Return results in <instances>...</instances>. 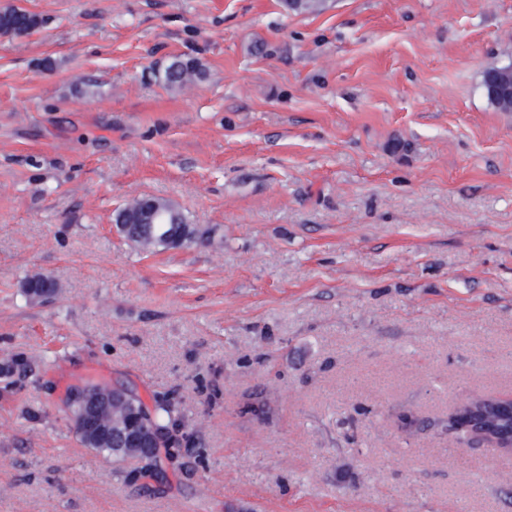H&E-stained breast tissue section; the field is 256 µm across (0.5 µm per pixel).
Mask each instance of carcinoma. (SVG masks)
Segmentation results:
<instances>
[{
  "label": "carcinoma",
  "instance_id": "1",
  "mask_svg": "<svg viewBox=\"0 0 512 512\" xmlns=\"http://www.w3.org/2000/svg\"><path fill=\"white\" fill-rule=\"evenodd\" d=\"M284 7L298 13H313L324 7V0H284ZM42 25V19L31 12L7 4L0 7V34L19 36L29 33ZM204 75L202 64L195 58L177 57L167 66L164 74L165 84L172 90H181ZM146 216L147 224H125L119 232L130 243L143 250L182 249L202 241L194 225L188 222L184 211L168 199L154 196H139L121 208L115 221ZM56 289L55 281L40 273L26 277L22 289L29 300H34L45 289ZM29 367L26 356L19 354L0 366V375L9 378L18 371ZM504 400L492 394L480 395L473 399L474 409L449 418L448 426L464 425L471 421L481 428L499 433L512 430V409L503 408ZM152 422L161 428L176 424L169 402L157 400L151 412ZM86 447L109 457L126 461L140 457L135 448L127 447L124 439L115 435L110 441L80 440Z\"/></svg>",
  "mask_w": 512,
  "mask_h": 512
}]
</instances>
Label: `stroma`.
<instances>
[{"instance_id":"obj_1","label":"stroma","mask_w":512,"mask_h":512,"mask_svg":"<svg viewBox=\"0 0 512 512\" xmlns=\"http://www.w3.org/2000/svg\"><path fill=\"white\" fill-rule=\"evenodd\" d=\"M11 2L43 24L0 35V362L33 366L0 512H512V452L447 428L512 395V0ZM141 195L208 242L135 248ZM85 378L169 401L177 465L82 446ZM203 75L204 68L197 59L177 57L167 66L164 80L169 89L181 90Z\"/></svg>"}]
</instances>
